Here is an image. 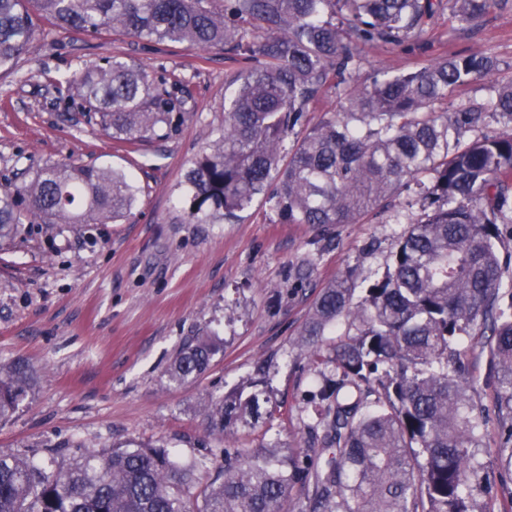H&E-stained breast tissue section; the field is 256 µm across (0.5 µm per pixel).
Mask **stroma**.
Listing matches in <instances>:
<instances>
[{
  "instance_id": "obj_1",
  "label": "stroma",
  "mask_w": 512,
  "mask_h": 512,
  "mask_svg": "<svg viewBox=\"0 0 512 512\" xmlns=\"http://www.w3.org/2000/svg\"><path fill=\"white\" fill-rule=\"evenodd\" d=\"M448 52L494 56L501 79L512 78V4L472 29L443 10L403 44L363 49L352 84ZM115 54L150 76L188 80L189 112L171 139L130 151L71 101L66 79ZM240 67L221 48L47 27L13 69L0 70V191L64 164L130 169L141 188L132 214L117 222L38 224L0 241V363L23 359L37 372L33 396L0 423V452L71 455L136 441L214 458L204 399L249 388L271 357L279 416L268 430L240 427L230 439L242 448L302 443L298 414L314 372L298 333L336 275L353 270L365 288L383 273L402 227L386 213L369 224H286L262 195L237 223H185L180 183L223 126L226 82ZM202 333L220 346L208 370L169 384L175 353Z\"/></svg>"
}]
</instances>
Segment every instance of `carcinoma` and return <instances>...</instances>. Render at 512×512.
<instances>
[{"instance_id":"1","label":"carcinoma","mask_w":512,"mask_h":512,"mask_svg":"<svg viewBox=\"0 0 512 512\" xmlns=\"http://www.w3.org/2000/svg\"><path fill=\"white\" fill-rule=\"evenodd\" d=\"M509 0H0V69L13 67L42 24L96 36L104 27L142 40L222 47L240 57L224 100V129L182 183L189 224L233 222L266 195L287 224H365L406 195L404 224L382 276L357 292L344 273L317 296L301 327L316 380L300 423L303 445L238 448L227 434L277 412L262 381L208 397L211 435L224 463L178 460L163 445L131 442L68 460L0 452V512H496L512 472V274L500 258L512 238V80L498 82L484 53L448 54L353 88L361 49L401 44L448 9L460 27ZM265 32L255 47L243 23ZM489 84L487 104L448 111L461 87ZM73 93L112 139L165 140L191 98L114 56L72 80ZM335 91L339 107L308 112ZM302 136L282 148L297 126ZM133 175L92 165L48 166L0 193V240L26 224H107L128 216ZM470 340L497 380L495 474L481 461L488 414L484 384L465 362ZM215 346L187 339L168 370L183 384L209 367ZM28 364L0 366V422L34 393Z\"/></svg>"}]
</instances>
